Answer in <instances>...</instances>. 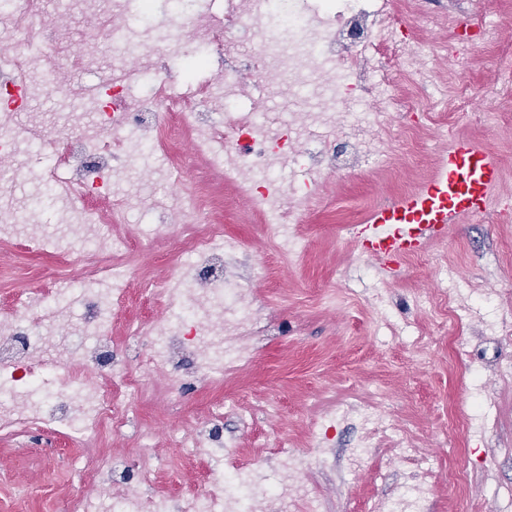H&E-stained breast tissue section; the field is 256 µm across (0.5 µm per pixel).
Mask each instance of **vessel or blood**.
<instances>
[{
	"label": "vessel or blood",
	"instance_id": "1",
	"mask_svg": "<svg viewBox=\"0 0 512 512\" xmlns=\"http://www.w3.org/2000/svg\"><path fill=\"white\" fill-rule=\"evenodd\" d=\"M499 181V168L487 150L456 142L440 156L426 186L372 207L350 237L361 256L379 262L406 257L447 235L461 218L484 214L485 200Z\"/></svg>",
	"mask_w": 512,
	"mask_h": 512
}]
</instances>
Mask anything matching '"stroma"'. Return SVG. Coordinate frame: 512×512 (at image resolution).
<instances>
[{
    "label": "stroma",
    "instance_id": "stroma-1",
    "mask_svg": "<svg viewBox=\"0 0 512 512\" xmlns=\"http://www.w3.org/2000/svg\"><path fill=\"white\" fill-rule=\"evenodd\" d=\"M66 35L58 43L56 60L67 80L48 95L15 112L13 124L28 127L32 120L53 123L72 93L98 94L111 74L108 61L87 69L74 67L77 52L90 20L76 16L64 20ZM495 47L476 45L473 62L462 71L469 94L482 99L495 72ZM203 63L192 57L172 58L167 73L177 85L188 86L223 69L224 52L205 50ZM454 136L489 151L501 169L498 193L512 202V133L496 125L479 126L467 119L454 125ZM427 132L405 141L399 153L367 173L338 175L329 179L328 205L308 211L297 232L307 243L305 253L292 264L271 260L261 222L246 205L236 206L224 218V231L237 238L253 258L266 264L264 279L249 283L253 299L264 305L272 328L264 336L242 337L254 350L252 364L233 379L212 385L197 384L182 392L149 385L133 399L131 421L124 432L105 434L104 454L137 463L140 426L151 427L156 450L154 464L161 488H173L174 469L184 474L200 471L192 459H178L170 448L169 433L187 419H204L218 401L251 409L252 428H244L237 415L224 416V435L235 439L244 454H269L278 437L311 457L304 481L317 486L328 512H381L394 492L406 483L410 467L401 459L371 449V461L359 469L347 466L349 452L360 434L337 424L326 447L312 445L315 431L331 418L338 405L362 404L372 386L386 394L397 424L417 436L430 459L432 476L424 512H512V377H489L495 392L490 410L494 424L489 434L455 427L453 418L465 417L471 406L472 369L476 360L493 357L496 346L481 337L477 321H464L455 335L472 339L473 358L457 359L451 338L437 334L420 361L410 335L391 336L377 328L368 297L378 281H386L388 316L409 326L411 332L432 327V318L414 303L416 294L440 287L442 275L430 262H402L397 273L384 275L374 261L360 256L350 240L349 225L364 220L367 209L380 200L407 194L416 170L436 168L438 156L426 150ZM443 249L455 265L458 288L475 284L482 293L481 312L494 304L501 286L502 263L512 257V223H497L493 215L460 220ZM184 253L181 237L159 240L150 252L133 254L139 273L156 279L174 272ZM62 268L47 253L20 249L0 241V299L19 289L46 286ZM332 288L341 300L328 307L320 302L322 290ZM454 335V336H455ZM282 405L278 420L261 411L268 399ZM81 479L69 466L62 437L51 433L0 436V512H65L67 496L78 493Z\"/></svg>",
    "mask_w": 512,
    "mask_h": 512
}]
</instances>
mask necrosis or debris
Listing matches in <instances>:
<instances>
[{"label":"necrosis or debris","instance_id":"necrosis-or-debris-1","mask_svg":"<svg viewBox=\"0 0 512 512\" xmlns=\"http://www.w3.org/2000/svg\"><path fill=\"white\" fill-rule=\"evenodd\" d=\"M464 2L449 0L447 10L426 14L422 0H403L407 12L424 14L427 29L440 31L434 43L405 37L387 0H230L223 25L207 13L186 25L177 10L152 32L130 26L127 0H58V19L108 17L107 35L90 36L81 61L111 55L110 101L84 98L85 110L72 119L74 132L66 136L37 124L20 131L0 123L1 182L23 178L12 164L19 152L40 162L32 178L36 191L24 211L0 209V235L33 251L52 250L61 265L81 270L64 285L30 288L0 305V434L60 433L86 456L84 490L67 501L66 512H267L270 503L299 498L307 512H326L318 489L303 484L300 458L239 459L235 444L224 439L221 403L212 405L206 419L169 436L171 447L208 465L191 494L156 490L150 454L134 470L98 455L105 430H121L126 405L146 384L161 379L175 390L191 381H222L249 361L239 336L262 330V309L245 286L263 277L264 265L246 266L239 241L225 235L222 225L205 224L208 201L184 162L154 169L148 162L182 140L201 155L223 147L212 167L261 216L276 255L295 261L302 252L296 225L307 207L328 202L320 191L323 179L369 169L410 134L409 126L395 129L389 121L395 80L411 83L426 100L424 118L435 129L428 146L447 141L451 113L471 112L478 124L500 121L501 101L512 96V42L500 40L499 24L480 14L470 21L481 37L500 40L495 80L480 112H472L466 95L452 91L442 69L425 64L447 51L464 63L472 58L474 46L460 32ZM239 31L252 46L245 69L235 43ZM56 33V21L42 17L40 0H0L1 103L18 106L60 83L59 70L44 53ZM211 42L224 45L223 73L188 92L161 78L167 55ZM134 58L142 74L131 81L123 71ZM248 76L288 90L301 111L269 122L240 109ZM135 164L145 166L147 182L177 192L174 207L160 211L155 223L130 240L114 236L112 227L142 203L139 195L116 190ZM105 196L112 204L102 210L96 201ZM47 208L55 224L50 234L39 222ZM176 232L189 238L178 274L140 284L141 301L161 305L165 314L134 324L147 356L132 369L114 360L110 332L135 282L125 257ZM418 304L444 329L471 311L447 289ZM340 416L384 436L400 458L425 464L413 439L391 419L383 394Z\"/></svg>","mask_w":512,"mask_h":512}]
</instances>
